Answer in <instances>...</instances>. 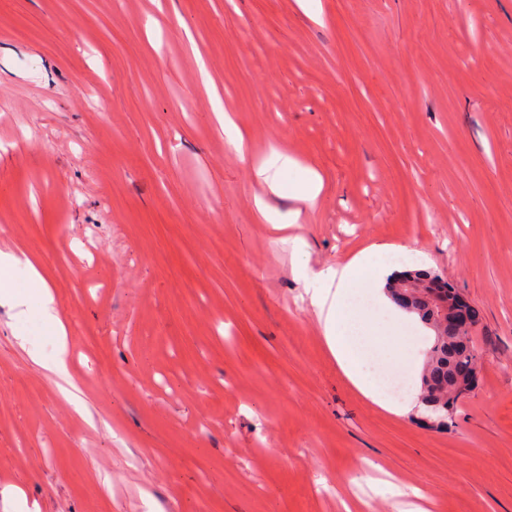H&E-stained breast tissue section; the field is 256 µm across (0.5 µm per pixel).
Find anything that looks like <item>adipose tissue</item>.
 Listing matches in <instances>:
<instances>
[{
  "label": "adipose tissue",
  "mask_w": 512,
  "mask_h": 512,
  "mask_svg": "<svg viewBox=\"0 0 512 512\" xmlns=\"http://www.w3.org/2000/svg\"><path fill=\"white\" fill-rule=\"evenodd\" d=\"M390 254L411 265L421 257L420 251L415 249L373 245L342 266H329L312 273L301 266L295 274L323 323L328 347L343 373L373 405L400 416L412 410L414 398L398 401L386 396L365 371L363 361L350 346L343 330L350 315L349 297L354 289H366L382 309L391 308L392 303L385 292L390 274L386 257ZM0 306L8 307L20 316L27 309L36 308L45 329L55 338L56 354L49 369L59 376H68L69 331L60 318L58 301L40 267L25 252L0 249Z\"/></svg>",
  "instance_id": "obj_1"
}]
</instances>
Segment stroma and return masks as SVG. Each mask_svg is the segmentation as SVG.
I'll list each match as a JSON object with an SVG mask.
<instances>
[{
  "instance_id": "1",
  "label": "stroma",
  "mask_w": 512,
  "mask_h": 512,
  "mask_svg": "<svg viewBox=\"0 0 512 512\" xmlns=\"http://www.w3.org/2000/svg\"><path fill=\"white\" fill-rule=\"evenodd\" d=\"M318 6L0 0V248L35 259L72 341L65 381L37 313L0 307V512L15 490L40 512H342L344 486L394 512L378 465L432 512H512V0ZM276 149L324 183L299 254L256 219ZM374 244L421 250L479 312L447 427L371 405L293 273ZM430 343L367 346L409 366ZM215 115L220 124L224 125V133L228 135L229 141L237 153L243 157L245 154L246 138L244 134L236 127L228 112L220 108L215 111Z\"/></svg>"
}]
</instances>
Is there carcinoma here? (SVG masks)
<instances>
[{
	"label": "carcinoma",
	"instance_id": "carcinoma-1",
	"mask_svg": "<svg viewBox=\"0 0 512 512\" xmlns=\"http://www.w3.org/2000/svg\"><path fill=\"white\" fill-rule=\"evenodd\" d=\"M436 279L438 275L430 271L407 269L391 278L388 293L396 297L400 284L405 280H413L425 288ZM413 313L433 331L420 378V397L429 404L428 410L434 415V420L443 424L449 412L477 386V382L462 381L460 377L479 365L472 337V328L478 324L479 317L473 316L467 329L450 328L440 321L437 306L420 300L416 301Z\"/></svg>",
	"mask_w": 512,
	"mask_h": 512
}]
</instances>
